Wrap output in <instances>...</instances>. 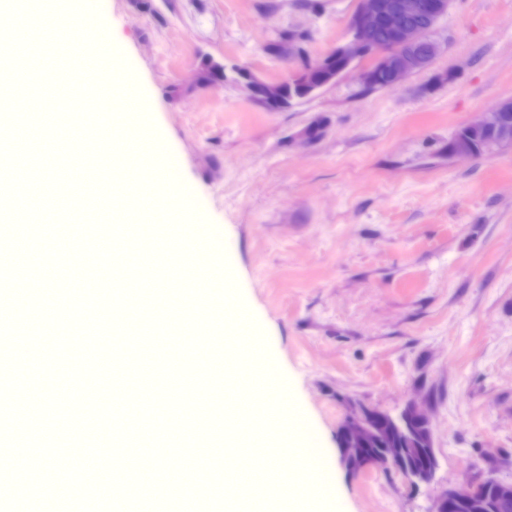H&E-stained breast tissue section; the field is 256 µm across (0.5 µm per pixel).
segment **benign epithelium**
<instances>
[{"mask_svg": "<svg viewBox=\"0 0 512 512\" xmlns=\"http://www.w3.org/2000/svg\"><path fill=\"white\" fill-rule=\"evenodd\" d=\"M451 3L452 0H358V7L349 19L350 39L342 50L355 65L362 58H376L381 62L389 86H396L409 74L426 69L440 51V44L431 37V32H422L411 24L410 18L423 14L436 24L448 15ZM381 30L389 32L393 44V49L386 52L376 46V35ZM470 127L490 132L503 148L512 146V125L503 121L500 112H489ZM379 419L385 428L400 437L410 434L422 440L429 450V462L423 468L409 469L403 463V449L384 448L378 454L358 460L354 470L392 466L412 487L430 484L438 462L428 417L415 403H409L396 417L375 408H354L340 427L342 436L351 445L367 440L376 435ZM489 489L503 500L512 499V481L489 477L442 491L435 497L431 512H455L460 501H475Z\"/></svg>", "mask_w": 512, "mask_h": 512, "instance_id": "7a95c632", "label": "benign epithelium"}]
</instances>
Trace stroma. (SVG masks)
<instances>
[{"label": "stroma", "instance_id": "35a3bbf8", "mask_svg": "<svg viewBox=\"0 0 512 512\" xmlns=\"http://www.w3.org/2000/svg\"><path fill=\"white\" fill-rule=\"evenodd\" d=\"M358 0H110L108 37L145 110L157 181L220 224L248 313L240 328L288 380L283 403L311 429L296 451L329 460L328 512H430L440 491L512 481V147L452 159L461 126L512 99V0H454L424 71L387 90L353 75L272 111L203 63L280 81L348 36ZM294 38L303 58L269 52ZM319 127L317 138L307 130ZM430 413L438 461L411 489L394 468L349 473L336 436L348 409Z\"/></svg>", "mask_w": 512, "mask_h": 512}]
</instances>
